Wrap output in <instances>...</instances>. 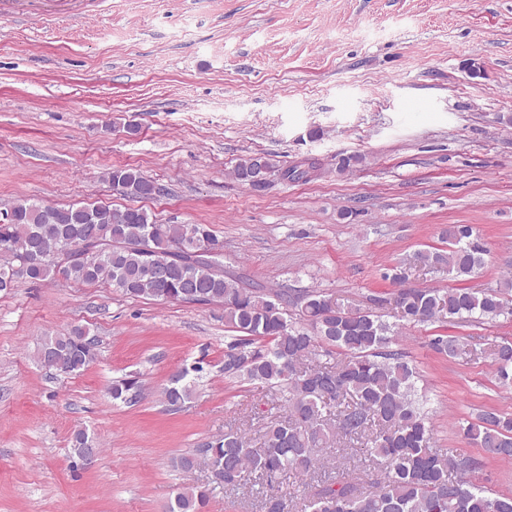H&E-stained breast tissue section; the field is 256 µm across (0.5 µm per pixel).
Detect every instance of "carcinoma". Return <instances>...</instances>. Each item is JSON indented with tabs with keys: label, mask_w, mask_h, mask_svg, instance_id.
I'll return each mask as SVG.
<instances>
[{
	"label": "carcinoma",
	"mask_w": 512,
	"mask_h": 512,
	"mask_svg": "<svg viewBox=\"0 0 512 512\" xmlns=\"http://www.w3.org/2000/svg\"><path fill=\"white\" fill-rule=\"evenodd\" d=\"M284 181L306 180L316 171L309 163L278 168L264 155L242 159L235 177L264 188L270 172ZM112 187L133 198H148L156 185L140 170L115 168ZM448 250L426 251L424 265L443 269L464 281L484 262L485 249L469 224L448 226ZM155 257L172 261L162 279L146 272ZM52 283H106L130 297L160 302L189 301L224 306V326L237 333L224 352V374L258 381L274 390L284 414L264 417L263 443L250 445L232 428L202 447L174 460L184 472L204 467L219 479L212 484L237 490L254 475L260 512H285L280 484L300 481L301 512H512V495H487L465 477L468 459L433 445L426 400L417 397L415 368L399 345V330L370 309L353 308L319 289L295 298L277 290L251 288L224 271V244L206 224H165L141 208L124 210L95 205H48L19 200L0 212V291L18 278ZM505 289L408 288L396 305L413 324L445 318L493 320L512 315ZM64 359L62 375H78L93 362L95 346L85 329L45 336L35 352L38 364L49 355ZM492 366L500 383L512 387V342L495 345ZM325 357L323 365L313 360ZM184 371L163 389L166 403L180 410L196 379ZM112 398H140L138 381L112 382ZM486 453L512 457V415L485 411L462 427ZM361 447L342 449L343 458L369 462L380 478L376 490L360 491L349 468L325 470L322 456L341 440ZM73 454L85 461L86 448H98L84 430L74 432ZM209 489L188 486L168 512H204Z\"/></svg>",
	"instance_id": "obj_1"
}]
</instances>
